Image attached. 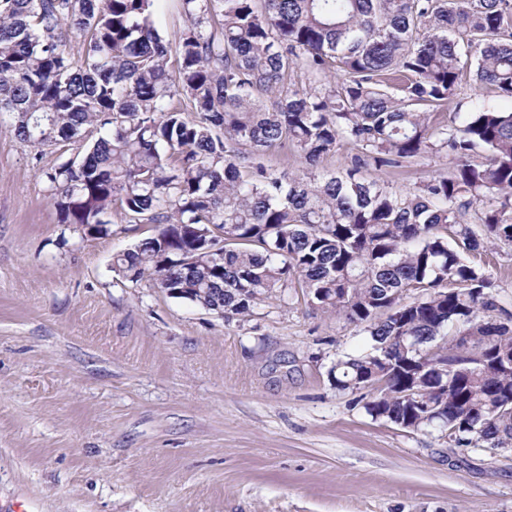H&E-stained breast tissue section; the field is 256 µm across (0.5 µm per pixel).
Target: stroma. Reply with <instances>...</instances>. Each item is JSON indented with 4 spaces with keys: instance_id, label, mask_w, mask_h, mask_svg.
<instances>
[{
    "instance_id": "obj_1",
    "label": "stroma",
    "mask_w": 512,
    "mask_h": 512,
    "mask_svg": "<svg viewBox=\"0 0 512 512\" xmlns=\"http://www.w3.org/2000/svg\"><path fill=\"white\" fill-rule=\"evenodd\" d=\"M0 128V512H512V450L454 448L336 390L354 325L304 302L224 319L129 282L155 231L59 223L41 162ZM426 154L380 177L446 171Z\"/></svg>"
}]
</instances>
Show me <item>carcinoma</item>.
I'll return each mask as SVG.
<instances>
[{
	"label": "carcinoma",
	"mask_w": 512,
	"mask_h": 512,
	"mask_svg": "<svg viewBox=\"0 0 512 512\" xmlns=\"http://www.w3.org/2000/svg\"><path fill=\"white\" fill-rule=\"evenodd\" d=\"M154 2L0 0V125L75 150L46 173L59 223L156 225L112 270L227 319L298 289L369 336L329 376L372 418L512 448V310L475 262L512 245V0H181L173 43ZM468 71L509 106L448 119ZM427 153L448 170L405 192L365 175Z\"/></svg>",
	"instance_id": "carcinoma-1"
}]
</instances>
